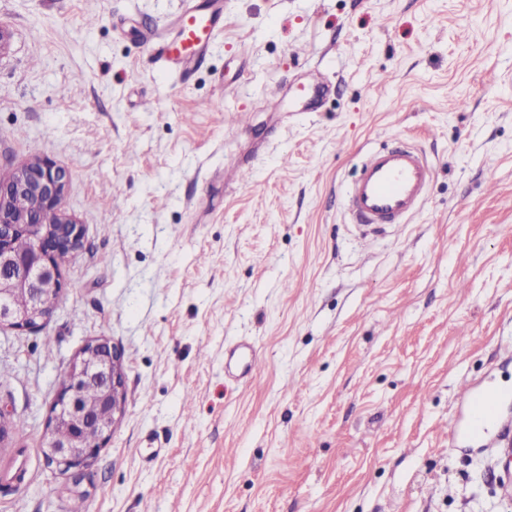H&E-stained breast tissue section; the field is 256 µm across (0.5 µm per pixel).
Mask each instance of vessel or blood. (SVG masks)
Masks as SVG:
<instances>
[{
    "label": "vessel or blood",
    "mask_w": 512,
    "mask_h": 512,
    "mask_svg": "<svg viewBox=\"0 0 512 512\" xmlns=\"http://www.w3.org/2000/svg\"><path fill=\"white\" fill-rule=\"evenodd\" d=\"M222 15L218 0H189L152 45L153 60L166 70L187 73L207 56ZM434 174L432 162L421 150L400 141L368 154L344 188L353 224L375 234L407 223L424 202ZM252 354L253 348L246 342L225 347V373L234 380L253 383L257 369ZM463 400L468 409V438L483 441L496 436L504 444L512 443V419L501 412L512 402L511 388L478 390L470 385L463 390Z\"/></svg>",
    "instance_id": "obj_1"
}]
</instances>
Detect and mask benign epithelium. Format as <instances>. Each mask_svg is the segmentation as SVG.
Here are the masks:
<instances>
[{"label":"benign epithelium","mask_w":512,"mask_h":512,"mask_svg":"<svg viewBox=\"0 0 512 512\" xmlns=\"http://www.w3.org/2000/svg\"><path fill=\"white\" fill-rule=\"evenodd\" d=\"M67 182L63 168L40 156L0 178V329L40 327L60 302L61 264L78 255L84 244L82 225L62 205ZM19 196L31 201L24 212L14 208ZM23 230L33 240L27 252L16 250L13 244L14 237ZM18 290L28 292L24 308L12 303ZM66 374L69 383L57 391L43 433L47 444L42 460L45 467L78 482L111 439L114 425L125 411L122 355L110 338L97 337L86 342L70 360ZM82 384L100 386L103 402L111 411L110 419H100L82 407L78 400ZM59 426L67 430L66 437L56 436ZM89 437L96 438L98 446L86 447Z\"/></svg>","instance_id":"benign-epithelium-1"}]
</instances>
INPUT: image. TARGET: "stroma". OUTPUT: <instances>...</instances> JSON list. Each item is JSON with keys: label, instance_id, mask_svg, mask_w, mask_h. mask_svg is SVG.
<instances>
[{"label": "stroma", "instance_id": "obj_1", "mask_svg": "<svg viewBox=\"0 0 512 512\" xmlns=\"http://www.w3.org/2000/svg\"><path fill=\"white\" fill-rule=\"evenodd\" d=\"M185 2L0 0V175L53 160L85 234L45 326L0 329V512H69L40 441L98 336L127 402L85 512H512L448 443L464 381L512 387V0H223L184 79L149 43ZM397 137L435 180L367 237L342 188ZM253 347L247 342H239L224 348V372L236 381L247 384L257 378L254 362H245L247 357H253Z\"/></svg>", "mask_w": 512, "mask_h": 512}]
</instances>
